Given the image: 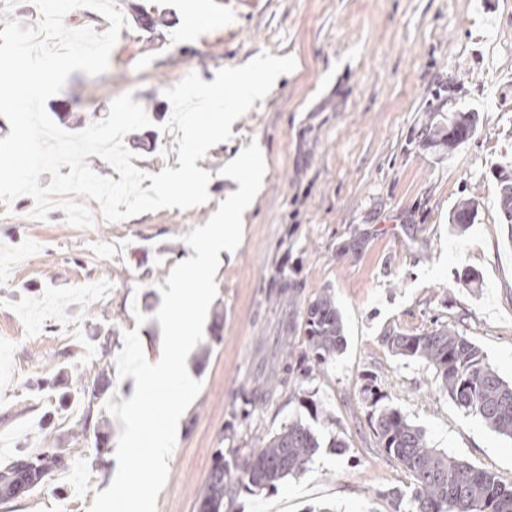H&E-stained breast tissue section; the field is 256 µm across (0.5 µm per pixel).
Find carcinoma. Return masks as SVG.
Segmentation results:
<instances>
[{"label":"carcinoma","mask_w":512,"mask_h":512,"mask_svg":"<svg viewBox=\"0 0 512 512\" xmlns=\"http://www.w3.org/2000/svg\"><path fill=\"white\" fill-rule=\"evenodd\" d=\"M476 129V113L457 112L431 141L451 152ZM495 179L504 218L512 215V170L500 168ZM474 219L475 202L462 203L452 212L453 230L465 231ZM304 325L305 348L298 371L308 377L325 370L343 347V323L330 292L324 291L310 302ZM381 343L396 356L424 362L440 390L457 407L512 440V383L503 380L482 350L462 333L443 324L421 334L390 329ZM361 392L378 447L411 478L406 490L382 492L395 512H512V480L430 447L422 430L400 410L380 406L384 395L375 376H364ZM319 448L312 428L295 420L267 439L264 448L246 462L241 476L233 474L224 461V449H217L199 512H223L224 501L240 487L274 488L289 476L302 475ZM64 466L63 454L49 440L39 453L20 452L0 468V498L26 493Z\"/></svg>","instance_id":"1"}]
</instances>
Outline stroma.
Instances as JSON below:
<instances>
[{"label": "stroma", "mask_w": 512, "mask_h": 512, "mask_svg": "<svg viewBox=\"0 0 512 512\" xmlns=\"http://www.w3.org/2000/svg\"><path fill=\"white\" fill-rule=\"evenodd\" d=\"M128 20L107 70L73 72L45 110L63 130L103 120L125 93L150 127L125 136L146 173L178 168L176 134L161 131L165 90L189 73L212 82L261 51L292 56L265 99L235 121L231 137L198 160L210 173L207 203L68 224L63 211L32 219L31 197L0 204V432L12 451L43 437L68 458L71 483L46 478L0 512H89L117 470L122 428L104 409L132 397L98 357L125 332L161 342V287L233 179L227 161L258 142L267 170L241 247L215 276L217 297L187 369L201 390L186 410L157 512H199L216 450L237 467L299 419L321 447L302 476L273 489L240 490L227 512H391L386 490L410 479L375 444L361 400L374 372L431 447L512 480V440L489 430L439 389L423 363L393 355L385 330L422 333L455 325L512 381V238L500 221L492 171L512 166V0H117ZM156 24L140 26L139 12ZM477 111L475 134L447 152L425 144L456 112ZM476 221L451 231L461 201ZM358 251H351L352 243ZM471 269L477 288L458 284ZM331 290L345 345L324 373L296 368L304 315ZM146 320L136 324L135 312ZM279 385L247 404L255 380ZM99 433H82L86 410ZM342 441L341 452L329 451Z\"/></svg>", "instance_id": "1"}]
</instances>
